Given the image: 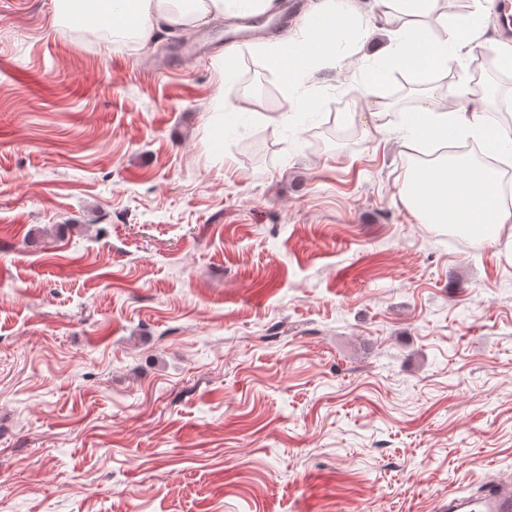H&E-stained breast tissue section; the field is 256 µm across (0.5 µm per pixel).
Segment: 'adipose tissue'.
<instances>
[{
    "mask_svg": "<svg viewBox=\"0 0 512 512\" xmlns=\"http://www.w3.org/2000/svg\"><path fill=\"white\" fill-rule=\"evenodd\" d=\"M57 13L72 27L85 26L87 8L99 5L97 22L111 28L113 36L132 32L149 39L156 30L193 27L207 17L233 11L252 15L266 13L272 0H56ZM378 18L387 27L390 42L374 57L377 66L362 88L370 97L392 70L421 77H447L453 63L472 54L478 38L471 23L449 19L440 0H375ZM309 32L299 41L264 54L278 66L299 69L308 58L334 70L343 58L337 39L354 26L352 13L342 0H319L309 14ZM456 103L449 110L422 103L403 113L402 144L407 150L424 153L412 165L398 195L423 224H455L503 248L512 261V206L498 192V169L476 164L467 158L447 157L441 150L449 139L461 136L481 141L488 151L512 160V126L492 116L483 98L470 82L457 85Z\"/></svg>",
    "mask_w": 512,
    "mask_h": 512,
    "instance_id": "ef3b65f1",
    "label": "adipose tissue"
}]
</instances>
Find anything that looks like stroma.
I'll return each mask as SVG.
<instances>
[{
    "label": "stroma",
    "instance_id": "35a3bbf8",
    "mask_svg": "<svg viewBox=\"0 0 512 512\" xmlns=\"http://www.w3.org/2000/svg\"><path fill=\"white\" fill-rule=\"evenodd\" d=\"M224 22L147 43L0 0V512H441L512 476V262L419 223L360 90ZM272 109L214 143L218 98Z\"/></svg>",
    "mask_w": 512,
    "mask_h": 512
}]
</instances>
